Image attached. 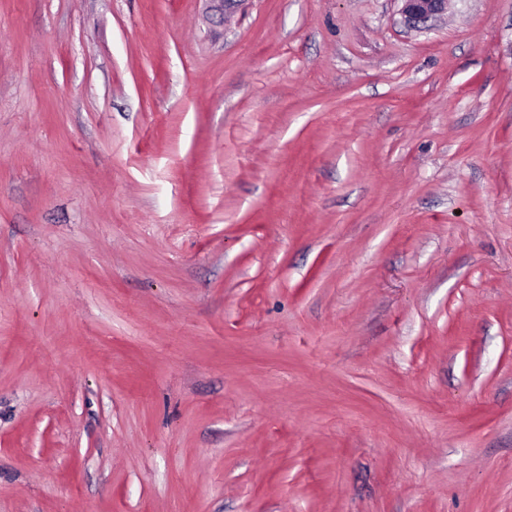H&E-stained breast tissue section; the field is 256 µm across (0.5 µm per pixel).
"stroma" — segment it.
I'll use <instances>...</instances> for the list:
<instances>
[{
	"label": "stroma",
	"instance_id": "stroma-1",
	"mask_svg": "<svg viewBox=\"0 0 512 512\" xmlns=\"http://www.w3.org/2000/svg\"><path fill=\"white\" fill-rule=\"evenodd\" d=\"M0 512H512V0H0ZM401 14L408 24L416 25L448 9L450 0H398Z\"/></svg>",
	"mask_w": 512,
	"mask_h": 512
}]
</instances>
